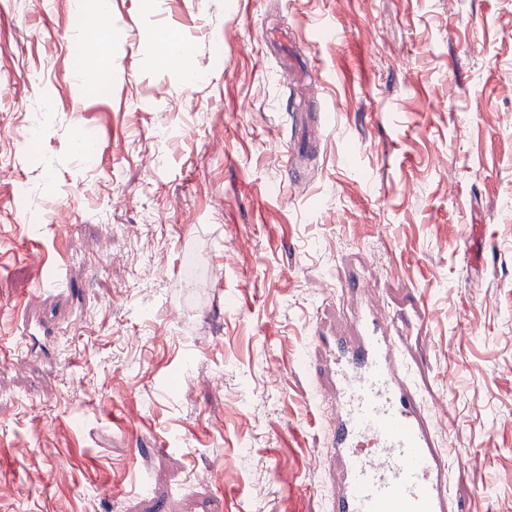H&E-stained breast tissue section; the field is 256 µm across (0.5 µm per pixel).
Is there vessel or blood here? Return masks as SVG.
<instances>
[{"instance_id": "b4317fda", "label": "vessel or blood", "mask_w": 512, "mask_h": 512, "mask_svg": "<svg viewBox=\"0 0 512 512\" xmlns=\"http://www.w3.org/2000/svg\"><path fill=\"white\" fill-rule=\"evenodd\" d=\"M348 268L341 290L356 296L351 329L313 338L330 382L321 397L329 438L319 459L336 478L328 512H456L446 452L398 343L404 328L377 316L360 264Z\"/></svg>"}]
</instances>
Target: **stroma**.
I'll return each instance as SVG.
<instances>
[{
  "label": "stroma",
  "mask_w": 512,
  "mask_h": 512,
  "mask_svg": "<svg viewBox=\"0 0 512 512\" xmlns=\"http://www.w3.org/2000/svg\"><path fill=\"white\" fill-rule=\"evenodd\" d=\"M352 255L457 512H512V0H0V512H327Z\"/></svg>",
  "instance_id": "stroma-1"
}]
</instances>
